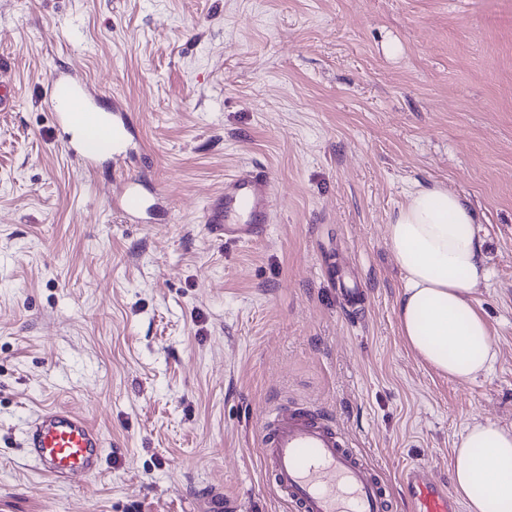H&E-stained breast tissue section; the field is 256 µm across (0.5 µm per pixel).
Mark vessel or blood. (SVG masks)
I'll use <instances>...</instances> for the list:
<instances>
[{
  "label": "vessel or blood",
  "mask_w": 512,
  "mask_h": 512,
  "mask_svg": "<svg viewBox=\"0 0 512 512\" xmlns=\"http://www.w3.org/2000/svg\"><path fill=\"white\" fill-rule=\"evenodd\" d=\"M46 100L54 126L80 129L79 142L67 152L83 166H92L106 155L121 162L133 154L124 107L117 102L111 112L101 111L97 94L84 77L52 73ZM272 191L269 175L259 168L225 178L223 194L207 211L208 228L228 244L261 238L271 222ZM119 202L128 216L147 203L133 173L123 176ZM259 444L266 476L292 512H390L391 493L378 470L361 449L351 447L344 430L325 412L307 404L271 407L261 425ZM23 446L45 476L62 479L96 474L104 442L84 416L50 408L28 423ZM400 488L411 512H459L447 482L430 478L422 464L402 470Z\"/></svg>",
  "instance_id": "b4317fda"
}]
</instances>
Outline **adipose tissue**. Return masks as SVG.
Returning a JSON list of instances; mask_svg holds the SVG:
<instances>
[{
	"mask_svg": "<svg viewBox=\"0 0 512 512\" xmlns=\"http://www.w3.org/2000/svg\"><path fill=\"white\" fill-rule=\"evenodd\" d=\"M387 242L404 274L397 319L406 344L452 378L492 370L494 345L473 298L488 270L470 204L437 185L415 189L388 224ZM452 478L468 512H512V430L465 425Z\"/></svg>",
	"mask_w": 512,
	"mask_h": 512,
	"instance_id": "ef3b65f1",
	"label": "adipose tissue"
}]
</instances>
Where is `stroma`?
Listing matches in <instances>:
<instances>
[{
  "label": "stroma",
  "instance_id": "obj_1",
  "mask_svg": "<svg viewBox=\"0 0 512 512\" xmlns=\"http://www.w3.org/2000/svg\"><path fill=\"white\" fill-rule=\"evenodd\" d=\"M0 512H290L258 450L268 408L334 415L397 484L452 471L467 423L512 429V0H0ZM121 99L159 206L128 220L122 167L68 156L57 69ZM266 168L274 222L204 224L224 177ZM442 186L477 214L490 374L456 381L404 343L386 229ZM361 284L350 322L337 278ZM103 435L100 471L43 477L44 408Z\"/></svg>",
  "mask_w": 512,
  "mask_h": 512
}]
</instances>
